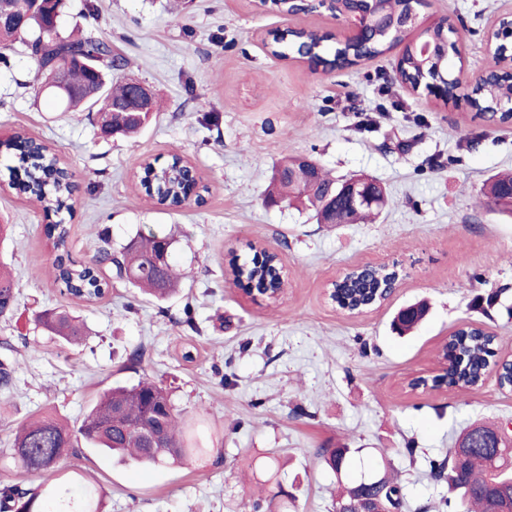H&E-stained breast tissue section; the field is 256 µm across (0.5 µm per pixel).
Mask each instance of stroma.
<instances>
[{"label": "stroma", "instance_id": "1", "mask_svg": "<svg viewBox=\"0 0 512 512\" xmlns=\"http://www.w3.org/2000/svg\"><path fill=\"white\" fill-rule=\"evenodd\" d=\"M421 21L451 15L450 37L470 75L495 64L485 32L512 15V0H424ZM290 26L336 33L340 21L283 20L251 0H67L59 31L81 28L107 43L121 66L154 91L161 110L135 138H102L93 116L63 111L37 87V63L16 42L0 65V136L55 147L74 183L64 220L69 250L83 262L104 246L120 251L138 233L174 240L185 273L159 301L99 266L108 289L86 303L60 291L43 227L56 214L12 185L15 158L0 153V244L18 284L14 314L0 319V361L14 368L0 391V476L29 489L9 448L16 428L50 412L79 426L113 385L149 378L180 413L202 452L175 465L118 462L96 449L68 452L62 472L102 490L107 512H333L339 478L320 449L348 446L389 460L408 512H446V485L427 476L461 430L475 421L512 424V391L495 373L467 390L411 391L431 371L448 336L476 322L512 359V214L483 185L512 169V124L488 127L465 102H435L395 77L400 49L325 74L298 59L273 58L270 31ZM195 167L202 201L162 208L138 188L144 163L172 153ZM307 156L333 176L365 175L395 200L372 222L318 224L266 189L284 154ZM256 245L278 254L287 290L278 301L247 294L230 261ZM395 262L405 276L382 306L363 315L326 295L347 269ZM427 300L410 335L390 324L404 305ZM64 305L88 334L66 346L38 326L43 309ZM139 361H131L132 352Z\"/></svg>", "mask_w": 512, "mask_h": 512}]
</instances>
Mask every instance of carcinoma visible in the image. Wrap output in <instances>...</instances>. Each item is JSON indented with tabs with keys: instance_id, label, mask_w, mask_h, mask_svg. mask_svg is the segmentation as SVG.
<instances>
[{
	"instance_id": "1",
	"label": "carcinoma",
	"mask_w": 512,
	"mask_h": 512,
	"mask_svg": "<svg viewBox=\"0 0 512 512\" xmlns=\"http://www.w3.org/2000/svg\"><path fill=\"white\" fill-rule=\"evenodd\" d=\"M413 7V0H383L382 20L370 28L367 39L359 47L329 45L323 41L311 46L305 44L307 38L290 33L273 39L271 51L282 59L310 53L329 68L353 66L385 54L393 44L402 41L400 20ZM54 25L51 11H36L22 24L1 26L0 46H8L18 39L25 42L35 56L44 86L54 79L55 68L67 63L69 56L76 53L101 61L102 68L108 72L118 68L109 46L91 35L63 36L57 32L52 39L44 40L45 29ZM449 33L451 29L442 26L426 32L425 41L434 50L430 60L422 57L419 43L406 45L398 62L404 82L414 86L436 73L441 48L448 41ZM69 74L84 94L64 101L66 111L96 113L102 135L115 131L132 137L146 127L132 113L122 111L129 95L125 84L114 83L110 78L103 81L87 67L75 64L70 65ZM472 104L479 111L497 112L502 122H508L512 118V77L504 76L478 86ZM0 147L18 159L24 175L22 190L29 197L46 202L58 214L70 211L72 190L66 184L65 172L55 169L60 164L56 152L41 142H26L20 136L0 142ZM336 182L338 179L318 163L304 168L300 158L286 155L272 176L269 201L286 199L310 213L319 224H354L379 214V210L368 207L336 213L324 201L326 190ZM141 184L152 191L159 204L171 208L180 206L187 187L186 169L180 155H173L171 161L158 170L146 165ZM487 191L492 197L511 195L512 170L494 176ZM45 232L57 251L55 279L64 293L84 302L102 297L105 283L98 273L74 261L67 250V226L61 222L48 224ZM100 258L111 261L119 275L157 299L172 295L182 278L172 261V243L152 233L130 242L121 259L106 251ZM233 270L239 281L266 295L279 287L282 274L276 256L257 251L240 262L234 261ZM392 273L391 269L354 272L335 284L332 298L342 306H362L380 297L383 284ZM16 292L15 279L1 263L0 317L12 312ZM425 312L426 307L418 304L411 306L407 314L399 313L396 332L403 334L412 329ZM36 320L64 344H77L85 336L83 322L66 306L46 309ZM493 344L494 336L479 327H470L448 337L444 351L451 363L450 376L460 388L481 385L487 373L500 365L498 384L512 390L509 362H499ZM495 430L494 426L472 423L459 434L444 459L429 461L430 479L448 485L451 497L446 499V504L453 505V512H507L512 508V465L498 460L503 449L495 447L489 439ZM82 443L134 464L180 463L190 452L184 444L180 415L174 411L165 389L150 379L133 386L112 388L76 428L52 414L32 417L16 430L11 451L26 471L48 472L69 449L78 448ZM463 443L470 447L460 448ZM358 452V448L345 446L326 448L323 457L340 475ZM49 503L57 504L58 512H105L103 493L90 481H80L72 487L47 482L27 490L10 484L0 487V512H45ZM406 506L403 486L382 466L373 469L370 475L351 481L345 493L336 497L333 512H359L365 508L375 512H402Z\"/></svg>"
}]
</instances>
